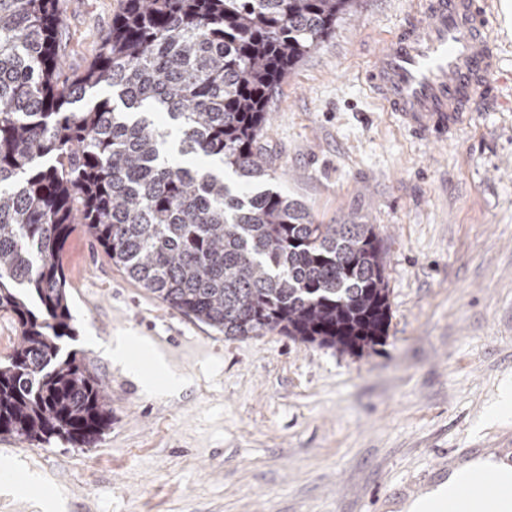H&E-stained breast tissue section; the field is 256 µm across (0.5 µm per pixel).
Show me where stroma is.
<instances>
[{
  "mask_svg": "<svg viewBox=\"0 0 512 512\" xmlns=\"http://www.w3.org/2000/svg\"><path fill=\"white\" fill-rule=\"evenodd\" d=\"M492 2L501 67L452 139L404 130L365 82L419 0H360L266 114L269 187L317 223L375 229L391 304L376 352L226 338L75 232L65 347L111 394L112 425L93 448L0 438V512H404V489L437 486L449 457L512 449V0ZM58 8L73 78L122 0ZM120 338L139 373L105 354Z\"/></svg>",
  "mask_w": 512,
  "mask_h": 512,
  "instance_id": "35a3bbf8",
  "label": "stroma"
}]
</instances>
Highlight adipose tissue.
Listing matches in <instances>:
<instances>
[{"label":"adipose tissue","instance_id":"obj_1","mask_svg":"<svg viewBox=\"0 0 512 512\" xmlns=\"http://www.w3.org/2000/svg\"><path fill=\"white\" fill-rule=\"evenodd\" d=\"M496 468L494 496L479 494L470 499H459L455 489L459 484L472 483L488 468ZM407 512H512V467L492 466L490 461L476 460L451 475L446 483L438 485L427 496L413 500Z\"/></svg>","mask_w":512,"mask_h":512}]
</instances>
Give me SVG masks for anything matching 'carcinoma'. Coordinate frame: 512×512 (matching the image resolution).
Listing matches in <instances>:
<instances>
[{
  "label": "carcinoma",
  "mask_w": 512,
  "mask_h": 512,
  "mask_svg": "<svg viewBox=\"0 0 512 512\" xmlns=\"http://www.w3.org/2000/svg\"><path fill=\"white\" fill-rule=\"evenodd\" d=\"M57 3L0 0V311L17 328L0 360V436L92 448L112 422L97 377L61 345L76 332L62 255L78 229L228 337L375 351L390 304L372 225L317 224L281 192L225 182L274 176L268 104L357 0H123L69 82Z\"/></svg>",
  "instance_id": "obj_1"
}]
</instances>
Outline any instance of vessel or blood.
<instances>
[{
  "label": "vessel or blood",
  "mask_w": 512,
  "mask_h": 512,
  "mask_svg": "<svg viewBox=\"0 0 512 512\" xmlns=\"http://www.w3.org/2000/svg\"><path fill=\"white\" fill-rule=\"evenodd\" d=\"M499 63L487 0H422L386 38L366 81L402 126L441 139L467 126Z\"/></svg>",
  "instance_id": "b4317fda"
}]
</instances>
